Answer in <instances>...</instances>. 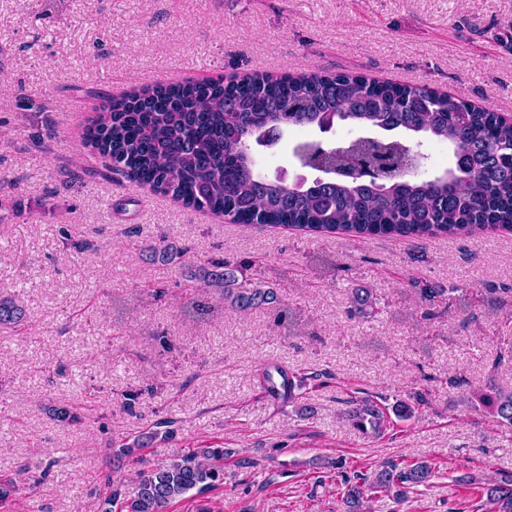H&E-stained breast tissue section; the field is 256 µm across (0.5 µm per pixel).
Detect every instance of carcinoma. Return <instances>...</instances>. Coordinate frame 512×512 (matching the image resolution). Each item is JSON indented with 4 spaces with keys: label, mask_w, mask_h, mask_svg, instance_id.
<instances>
[{
    "label": "carcinoma",
    "mask_w": 512,
    "mask_h": 512,
    "mask_svg": "<svg viewBox=\"0 0 512 512\" xmlns=\"http://www.w3.org/2000/svg\"><path fill=\"white\" fill-rule=\"evenodd\" d=\"M333 116L363 129H404L447 142L454 167L433 179L410 177L395 168L385 182L341 177L315 178L298 188L262 173L252 154L255 132L269 126H313ZM86 143L109 160L112 173L141 189L170 196L185 207L221 215L231 224L288 227L323 235L433 239L469 235L476 230L512 232V121L449 93L412 85L381 84L365 75L311 74L302 78L256 76L240 81L159 84L142 95L102 104L85 133ZM400 160L411 149L399 140L356 139L332 148L330 162L349 165L351 151ZM152 262L170 265L183 250L170 243L142 247ZM185 277L203 285L238 312L279 303L270 275L224 259L181 265ZM380 300L367 290L354 292L350 315L374 318ZM25 309L0 296V329L17 328ZM320 374L292 373L272 364L263 372L264 389L282 403L299 399L306 380ZM474 406L486 408L500 424L512 427V392H480ZM345 418L364 436L382 437L393 420L407 421L430 404L425 392L386 405L369 393L346 401ZM174 420L119 446L116 455L140 462L141 450L173 434ZM219 444L184 449L175 459L137 473L132 494L123 482H108L99 512H170L177 503L204 498L224 485ZM327 477L340 479L343 512H367L370 501L391 496L401 501L435 477L430 463H391L370 473H348L338 458L324 466ZM460 481L474 485L488 512H512V472L468 473ZM23 486L0 478V508L10 505Z\"/></svg>",
    "instance_id": "1"
}]
</instances>
